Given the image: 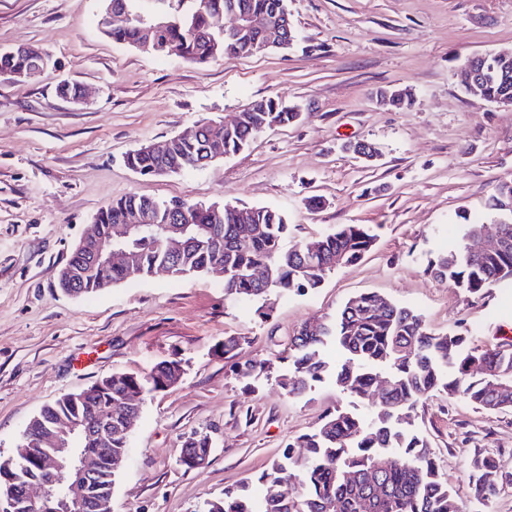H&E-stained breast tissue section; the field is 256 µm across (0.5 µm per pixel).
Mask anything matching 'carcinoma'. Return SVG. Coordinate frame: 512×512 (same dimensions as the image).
<instances>
[{
  "mask_svg": "<svg viewBox=\"0 0 512 512\" xmlns=\"http://www.w3.org/2000/svg\"><path fill=\"white\" fill-rule=\"evenodd\" d=\"M130 12L122 27L109 29L98 22L102 33L133 48L147 38L141 0H116ZM247 16L250 27L234 34L224 32L219 18L229 9ZM167 25L154 33L169 55L204 65L224 55H249L266 50L288 49L295 35L289 23L286 0H199L196 7L175 5ZM28 64L23 55L0 50V76L12 75ZM485 101L499 105L512 100V52L484 55L476 67ZM383 103L395 108L410 105L407 92L384 90ZM300 118L296 107L272 97L255 100L242 112L224 119V155L246 147L266 129L288 125ZM209 131L174 136L167 155H153L140 148L124 157L125 165L143 176L158 169L172 174L207 167ZM499 247L476 252L473 241L487 231L479 219L467 220L460 242L428 261L425 272L445 279L448 285L473 296L512 281V182L496 186L486 203ZM147 213L152 223L126 241L129 256L110 266L94 265L92 252L108 241L111 229L134 215ZM178 224L185 246L178 256L165 248V227ZM288 230L285 216L270 207H238L211 203L199 207L185 200L157 201L129 196L114 199L96 213L87 250L73 268L83 272L81 294L89 295L117 283L151 275L170 265L177 276H205L224 272L225 294L258 302L257 313L270 316L268 301L290 291L320 286L325 276L354 263L375 245L377 235L364 224H340L331 232L290 247L284 246ZM264 277H255L256 270ZM334 344L345 356L333 365L321 348ZM288 361L291 370L276 377L290 397H299L315 382L332 376L340 391L361 399L377 395L376 411L367 423L340 407L324 416L319 427L288 441L282 457L256 480H246L224 491V499L207 501L203 512H460L453 492L437 473L433 452L424 438L408 426L419 403L438 391L459 395L489 412L512 410V349H468L456 334H436L422 315L375 292L357 294L332 317L304 322L291 337L288 349L277 361ZM271 361L248 359L237 366L242 379L269 371ZM184 374L181 361H165L147 375L113 373L95 382L80 399L67 393L45 406L24 430L21 443H35L43 433L69 419L102 436L78 435L73 447L97 458L93 496L97 512H110L116 471L112 458L125 456L131 429L127 416L137 418L142 403L124 400L134 388L158 391L177 383ZM206 434H196L182 444V465L211 453ZM304 448L295 457L292 449ZM472 497L487 504L504 485L512 484L508 464L492 465L480 454L465 466ZM40 472L31 461L0 462V495L6 497ZM59 490L43 507L33 510L15 498L14 512H61Z\"/></svg>",
  "mask_w": 512,
  "mask_h": 512,
  "instance_id": "carcinoma-1",
  "label": "carcinoma"
}]
</instances>
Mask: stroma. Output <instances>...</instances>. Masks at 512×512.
I'll return each mask as SVG.
<instances>
[{
	"mask_svg": "<svg viewBox=\"0 0 512 512\" xmlns=\"http://www.w3.org/2000/svg\"><path fill=\"white\" fill-rule=\"evenodd\" d=\"M101 7L0 0V48L35 45L52 60L37 82L0 78V461L15 458L23 430L61 394L180 358L182 378L145 399L111 512H197L257 478L328 409L371 415L329 379L298 398L277 386L288 366L274 357L305 321L374 291L468 347L499 346L495 327L512 329V286L474 299L424 268L459 237L464 217L485 216L498 183L512 181V106L466 93L457 77L467 59L512 49V0H288L298 37L288 52L204 67L113 43L97 26ZM64 80L86 90L85 103L56 96ZM383 89L408 91L412 106L380 104ZM261 97L297 105L300 119L200 170L148 178L123 161ZM357 141L376 148L373 164L344 151ZM132 195L274 207L291 244L339 224L375 227L378 239L319 288L277 298L266 320L213 275L155 274L79 298L55 288L98 209ZM228 336L244 337L243 356L272 360V379L240 380L220 349ZM414 430L477 512L466 460L512 463V411L441 394L419 404ZM196 433L213 448L204 467L189 469L181 445Z\"/></svg>",
	"mask_w": 512,
	"mask_h": 512,
	"instance_id": "obj_1",
	"label": "stroma"
}]
</instances>
